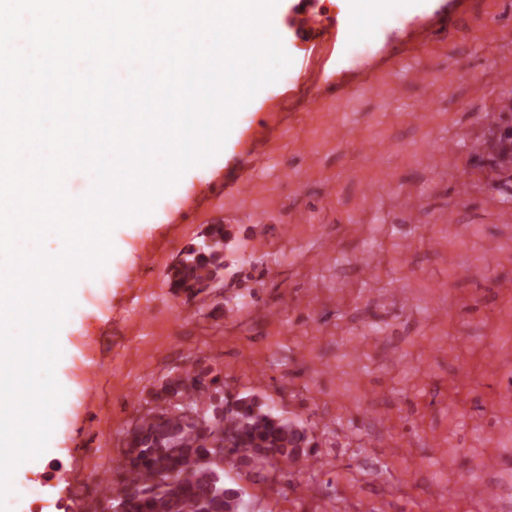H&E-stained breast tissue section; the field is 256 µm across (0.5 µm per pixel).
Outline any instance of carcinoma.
I'll return each instance as SVG.
<instances>
[{
	"label": "carcinoma",
	"instance_id": "1",
	"mask_svg": "<svg viewBox=\"0 0 512 512\" xmlns=\"http://www.w3.org/2000/svg\"><path fill=\"white\" fill-rule=\"evenodd\" d=\"M210 244L189 247L178 264L168 271L170 287L185 292L203 288L224 269V225L213 224L207 232ZM210 371L183 369L168 376L156 399H176L207 408L206 428L189 424L169 409L152 410L127 434L120 484L136 494L123 502V512H239L240 492L224 484V468L216 463L196 464L209 440L233 441L241 463L255 468L273 461L288 464L306 457V432L298 424L273 414L256 396L237 400L235 407L217 415L221 388Z\"/></svg>",
	"mask_w": 512,
	"mask_h": 512
}]
</instances>
